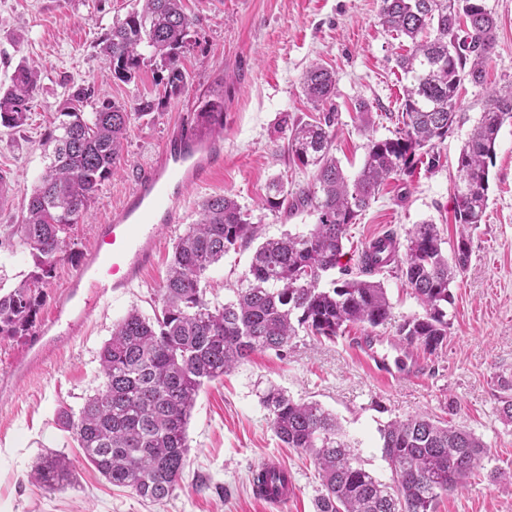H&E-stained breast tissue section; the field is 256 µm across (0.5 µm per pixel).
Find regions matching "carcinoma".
Segmentation results:
<instances>
[{
    "label": "carcinoma",
    "instance_id": "carcinoma-1",
    "mask_svg": "<svg viewBox=\"0 0 512 512\" xmlns=\"http://www.w3.org/2000/svg\"><path fill=\"white\" fill-rule=\"evenodd\" d=\"M142 4L112 19L101 44L112 77L131 81L146 62L158 61L168 95L185 90L180 58L195 19L183 0H134ZM383 27L410 40L397 59L408 84L401 103L402 127L385 139L368 140L363 164L349 177L332 153L336 112L324 106L336 95V78L319 63L304 73L302 92L318 115L288 128V152L314 183L293 192L272 179L262 208L293 213L310 210L317 223L306 234L285 232L260 239V225L230 196L206 199L196 223L180 236L161 288L162 307L150 320L130 310L112 328L100 352L101 387L78 412L57 410L59 430L69 433L85 461L108 482L138 497L161 503L180 487L187 465V425L203 387L232 371L260 350L286 353L299 331L336 339L349 325L372 329L390 320L391 305L372 277L393 265L424 309L396 328L399 342L433 355L448 341L450 285L469 262L467 229L484 222L489 165L502 125L512 119V83L489 94L477 125L457 158L455 219L462 230L453 257L442 248L436 225L416 224L406 244L389 232L372 240L344 278L322 280L346 255L344 241L358 213L375 199L391 176L427 163L457 123L462 82L481 86L497 38L496 21L484 0H380ZM38 83V71L20 64L10 86L0 90V126L22 127ZM94 88L73 85L60 111L64 120L46 144L49 165L31 193L19 224L0 225V253L29 251L34 269L14 287L0 279V340L24 336L33 326L43 288L61 261L74 258L71 233L88 213L102 184L123 160L132 117L149 111L139 103L93 105ZM254 247L234 299H206L207 273L224 255ZM271 428L288 448L309 453L321 489L315 512H434L443 494L463 485L482 465L489 448L469 429L426 415L395 420L380 428L382 453L391 482L360 463L344 439L336 416L317 401H296L271 385L260 397ZM31 481L63 491L77 478L63 453L42 457ZM285 487L288 471L258 470L250 485L261 496L268 485Z\"/></svg>",
    "mask_w": 512,
    "mask_h": 512
}]
</instances>
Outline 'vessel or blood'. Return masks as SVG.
<instances>
[{
    "label": "vessel or blood",
    "mask_w": 512,
    "mask_h": 512,
    "mask_svg": "<svg viewBox=\"0 0 512 512\" xmlns=\"http://www.w3.org/2000/svg\"><path fill=\"white\" fill-rule=\"evenodd\" d=\"M223 166V130L183 128L167 141L121 207L97 225L83 263L61 292L49 329L64 327L69 336L79 332L83 315L92 309L84 289H96L99 300L108 301L140 282L155 262L160 229L180 221L186 189L209 181ZM358 342L382 377L406 382L419 374L414 351L402 349L393 357L379 337L362 336Z\"/></svg>",
    "instance_id": "b4317fda"
}]
</instances>
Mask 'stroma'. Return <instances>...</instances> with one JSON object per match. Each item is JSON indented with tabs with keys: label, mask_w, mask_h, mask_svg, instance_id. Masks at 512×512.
Masks as SVG:
<instances>
[{
	"label": "stroma",
	"mask_w": 512,
	"mask_h": 512,
	"mask_svg": "<svg viewBox=\"0 0 512 512\" xmlns=\"http://www.w3.org/2000/svg\"><path fill=\"white\" fill-rule=\"evenodd\" d=\"M196 23L181 58L185 90L165 96L155 64L141 66L128 83L112 81L100 42L112 18L130 9V0H0V87L8 86L20 63L35 64L41 78L26 125L0 127V169L14 180L15 203L0 211V224L21 223L47 160L44 142L59 123L72 85L93 86L98 99L126 107L148 101L146 116L132 120L125 161L100 188L86 218L73 234L72 249L85 253L96 224L118 206L153 161L173 129L198 122L204 104L224 97V166L206 183L189 189L182 220L163 229L154 265L143 281L108 305L97 306L78 335L57 336L55 356L26 368L31 343L44 326L76 263L57 265L28 335L0 340V512H314L319 480L311 458L285 447L274 435L261 392L269 385L294 399L314 400L336 414L364 467L381 479L390 469L381 453L379 429L395 419L427 413L465 426L491 450L485 472L457 491L441 496L434 512H512V422L504 421L499 380L512 382V122L503 124L489 167L488 208L483 224L468 232L470 258L450 290L448 342L437 354L421 355L422 374L396 383L372 372L354 326L330 341L300 333L286 356L258 351L200 392L187 427L188 464L174 495L157 506L130 489L112 485L85 463L68 433L58 429L60 406L79 409L99 387V352L112 327L131 308L147 317L161 307L175 241L192 224L205 198L234 197L264 235L305 233L316 217L304 210L287 216L260 208L272 177L295 190L313 171L288 153V126L314 111L301 80L314 62L336 75V138L333 153L347 174L362 165L369 138L393 136L405 79L396 64L399 41L379 22L380 0H184ZM498 21L497 40L487 67V84H464L457 100L458 121L438 151L441 165L391 176L349 227L345 251L357 257L365 244L386 231L406 239L413 225L437 224L452 251L458 238L453 188L457 157L479 120L487 90L512 81V0H485ZM367 103L369 130H361L356 108ZM252 251L225 255L208 273L206 297L230 298L249 265ZM379 279L392 304V317L375 330L396 341V327L423 309L396 270ZM61 452L72 459L79 483L48 492L28 474L41 455ZM287 468L295 494L282 506L254 495L250 478L258 465ZM507 472L493 481L488 471Z\"/></svg>",
	"instance_id": "35a3bbf8"
}]
</instances>
